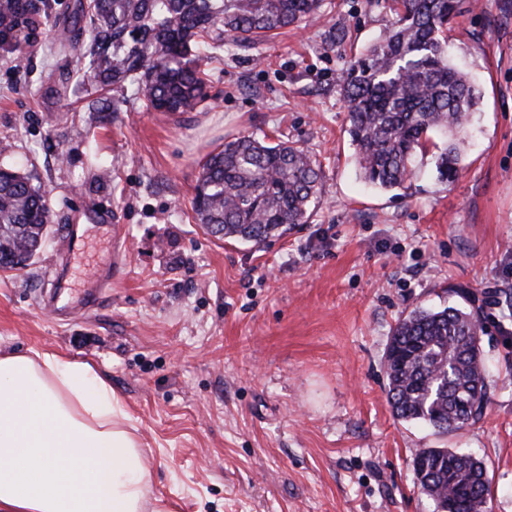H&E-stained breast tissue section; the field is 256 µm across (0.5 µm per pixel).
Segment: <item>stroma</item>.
Instances as JSON below:
<instances>
[{"label": "stroma", "mask_w": 512, "mask_h": 512, "mask_svg": "<svg viewBox=\"0 0 512 512\" xmlns=\"http://www.w3.org/2000/svg\"><path fill=\"white\" fill-rule=\"evenodd\" d=\"M0 48V165L45 192L46 247L0 271V348L88 362L123 399L146 455L149 496L173 512H433L415 483L423 448L483 457L491 512H512V0H478L448 27L478 84L465 168L439 180L433 156L405 189L381 192L354 164L340 78L394 18L387 0H325L323 17L228 45L194 112L143 111L132 87L87 109L62 50L75 0ZM268 136L321 170L308 223L256 249L194 218L200 164L225 140ZM117 213L126 254L111 296L58 321L37 305L55 283L86 287L111 252L98 215ZM79 224L68 256L60 233ZM473 289L486 318L489 402L442 434L396 419L384 353L416 307Z\"/></svg>", "instance_id": "35a3bbf8"}]
</instances>
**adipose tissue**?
I'll use <instances>...</instances> for the list:
<instances>
[{"label":"adipose tissue","instance_id":"adipose-tissue-1","mask_svg":"<svg viewBox=\"0 0 512 512\" xmlns=\"http://www.w3.org/2000/svg\"><path fill=\"white\" fill-rule=\"evenodd\" d=\"M121 397L89 363L0 352V512H170Z\"/></svg>","mask_w":512,"mask_h":512}]
</instances>
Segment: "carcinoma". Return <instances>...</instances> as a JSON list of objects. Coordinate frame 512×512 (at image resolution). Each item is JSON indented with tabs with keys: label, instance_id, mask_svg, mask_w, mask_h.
I'll list each match as a JSON object with an SVG mask.
<instances>
[{
	"label": "carcinoma",
	"instance_id": "carcinoma-1",
	"mask_svg": "<svg viewBox=\"0 0 512 512\" xmlns=\"http://www.w3.org/2000/svg\"><path fill=\"white\" fill-rule=\"evenodd\" d=\"M323 0H77L67 47L91 90L128 84L148 112H193L205 100L204 65L213 41L260 42L316 17ZM465 0H392L393 26L370 44L341 81L347 133L360 177L402 189L430 147L438 177L463 169L465 132L479 100L470 77L448 56V24ZM39 24L21 0H0V25ZM320 167L305 149L251 134L224 142L201 164L193 209L218 239L261 247L308 220L320 193ZM45 195L21 174L0 178V270L28 266L44 243ZM451 292L468 306L417 307L400 318L384 354L393 414L439 431L480 420L489 385L485 326L475 293ZM417 484L436 512H489L484 460L451 448H423Z\"/></svg>",
	"mask_w": 512,
	"mask_h": 512
}]
</instances>
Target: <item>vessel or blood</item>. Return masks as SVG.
I'll use <instances>...</instances> for the list:
<instances>
[{"label": "vessel or blood", "mask_w": 512, "mask_h": 512, "mask_svg": "<svg viewBox=\"0 0 512 512\" xmlns=\"http://www.w3.org/2000/svg\"><path fill=\"white\" fill-rule=\"evenodd\" d=\"M112 236L113 254L104 266L96 271L88 286L78 298H70L64 291H56L45 303V310L53 316H66L72 319L97 309L111 294L112 282L120 274L121 253L125 243L123 225L113 223L109 226Z\"/></svg>", "instance_id": "obj_1"}]
</instances>
